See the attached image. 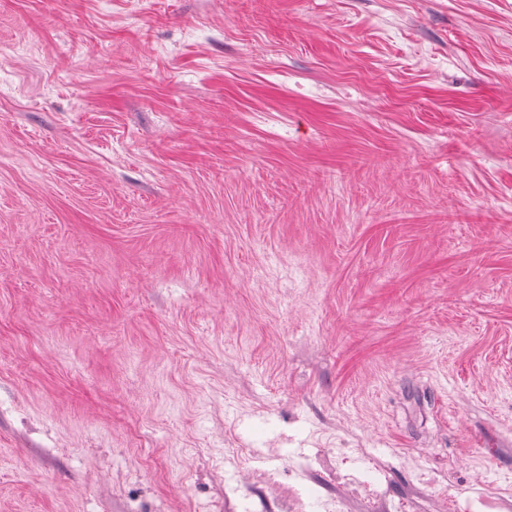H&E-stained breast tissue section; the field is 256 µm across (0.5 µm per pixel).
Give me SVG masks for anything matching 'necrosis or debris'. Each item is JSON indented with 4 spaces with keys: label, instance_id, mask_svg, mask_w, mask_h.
I'll list each match as a JSON object with an SVG mask.
<instances>
[{
    "label": "necrosis or debris",
    "instance_id": "4bbe7bcc",
    "mask_svg": "<svg viewBox=\"0 0 512 512\" xmlns=\"http://www.w3.org/2000/svg\"><path fill=\"white\" fill-rule=\"evenodd\" d=\"M334 459L333 481L350 492L342 498L327 492L310 497L309 484L318 466ZM224 460L232 467L247 470L251 477L249 489L226 498L227 512H348L349 499H356L365 512H372L383 500L379 483L367 479L364 467L370 458L361 449L350 453H332L328 448L299 449L291 461H284L278 448H228Z\"/></svg>",
    "mask_w": 512,
    "mask_h": 512
}]
</instances>
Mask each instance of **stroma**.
Here are the masks:
<instances>
[{"label": "stroma", "instance_id": "1", "mask_svg": "<svg viewBox=\"0 0 512 512\" xmlns=\"http://www.w3.org/2000/svg\"><path fill=\"white\" fill-rule=\"evenodd\" d=\"M1 46L0 512H224L239 440L512 479V0H0Z\"/></svg>", "mask_w": 512, "mask_h": 512}]
</instances>
